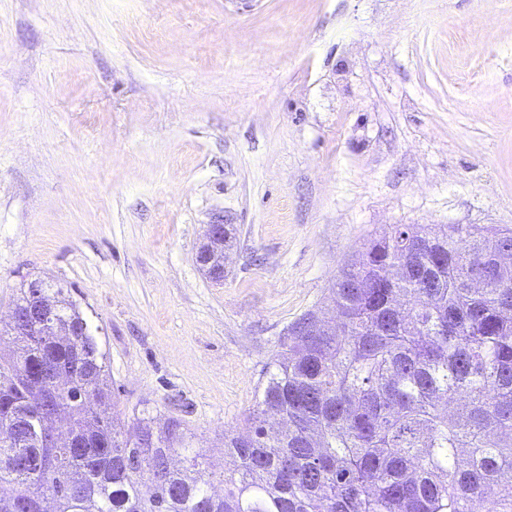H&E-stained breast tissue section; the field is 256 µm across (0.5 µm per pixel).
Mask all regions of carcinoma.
I'll use <instances>...</instances> for the list:
<instances>
[{
  "mask_svg": "<svg viewBox=\"0 0 512 512\" xmlns=\"http://www.w3.org/2000/svg\"><path fill=\"white\" fill-rule=\"evenodd\" d=\"M333 325L297 324L244 419L224 434V495L177 420L138 421L139 465L104 356L64 289L35 345L0 357V512H512V227L394 224L342 270ZM72 377L36 385L33 368ZM69 421L79 448L36 431Z\"/></svg>",
  "mask_w": 512,
  "mask_h": 512,
  "instance_id": "cac0c4a2",
  "label": "carcinoma"
}]
</instances>
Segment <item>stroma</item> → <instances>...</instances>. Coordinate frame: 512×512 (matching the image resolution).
<instances>
[{
    "mask_svg": "<svg viewBox=\"0 0 512 512\" xmlns=\"http://www.w3.org/2000/svg\"><path fill=\"white\" fill-rule=\"evenodd\" d=\"M393 224L512 225V0H0V320L64 287L126 429L179 419L220 472ZM224 219L218 218L207 226L204 241L196 254V262L208 277L216 282H224Z\"/></svg>",
    "mask_w": 512,
    "mask_h": 512,
    "instance_id": "stroma-1",
    "label": "stroma"
}]
</instances>
